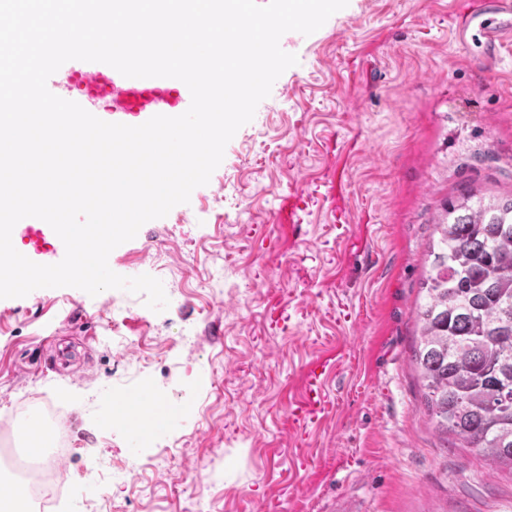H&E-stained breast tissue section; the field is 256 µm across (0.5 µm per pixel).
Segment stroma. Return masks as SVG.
I'll use <instances>...</instances> for the list:
<instances>
[{
	"mask_svg": "<svg viewBox=\"0 0 512 512\" xmlns=\"http://www.w3.org/2000/svg\"><path fill=\"white\" fill-rule=\"evenodd\" d=\"M455 8L349 0L281 37L298 63L208 184L109 255L159 276L166 310L124 290L0 299V449L70 416L68 512H512V474L436 431L412 361L436 214L512 196V45L486 61ZM139 388L164 420L134 459L109 418ZM92 459L125 478H89Z\"/></svg>",
	"mask_w": 512,
	"mask_h": 512,
	"instance_id": "obj_1",
	"label": "stroma"
}]
</instances>
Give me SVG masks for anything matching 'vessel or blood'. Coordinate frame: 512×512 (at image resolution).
Instances as JSON below:
<instances>
[{
    "mask_svg": "<svg viewBox=\"0 0 512 512\" xmlns=\"http://www.w3.org/2000/svg\"><path fill=\"white\" fill-rule=\"evenodd\" d=\"M454 27L457 37L478 31L489 59H496L504 42L512 41V0H469ZM113 113L132 112L142 119L160 113L182 114L191 103L188 87L173 78H127L113 73Z\"/></svg>",
    "mask_w": 512,
    "mask_h": 512,
    "instance_id": "obj_1",
    "label": "vessel or blood"
}]
</instances>
